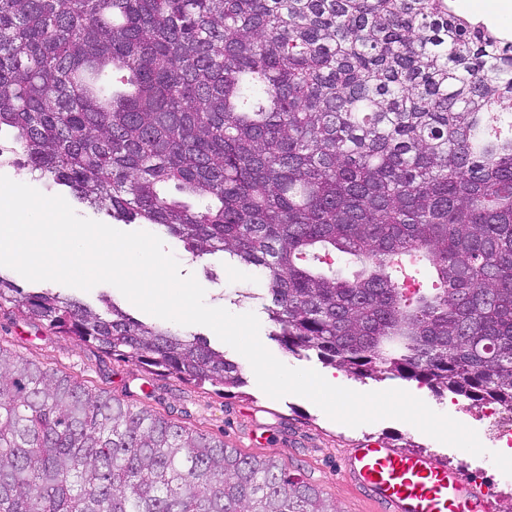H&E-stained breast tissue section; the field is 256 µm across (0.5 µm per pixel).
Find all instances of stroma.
Listing matches in <instances>:
<instances>
[{"label":"stroma","mask_w":512,"mask_h":512,"mask_svg":"<svg viewBox=\"0 0 512 512\" xmlns=\"http://www.w3.org/2000/svg\"><path fill=\"white\" fill-rule=\"evenodd\" d=\"M0 174L35 185L43 194L68 198L81 217L105 224L111 221L106 212L71 198L68 188L50 181H34L23 155H16L14 165L1 168ZM174 255L182 274L194 275L205 289L207 305L220 302L232 313L256 314L261 324L260 339L278 360L293 368L327 372V365L317 358L288 354L272 339V325L260 297L261 285L254 274L224 265L219 253L208 257L203 264L191 261L180 248L175 249ZM242 291L248 292L249 297L241 301L237 295ZM0 344L74 376L89 388L109 391L185 426L223 438L227 446L242 453L280 458L288 468L301 470L311 485L336 504L339 512H379L362 492L336 476L342 454L366 438L389 442L405 452L436 454L448 466L459 469L466 480L483 489L498 490V497L491 501L492 512H505L512 506V476L504 475L491 458L501 446L486 438L488 422L483 406L448 392L438 395L427 387L400 379L360 381L346 375L341 380L342 386L359 392L391 388L419 392L434 411L453 417L485 437L486 454L475 456L443 444L402 421L382 419L351 428L331 420L306 398L297 395L270 398L258 387L249 362L230 347L225 349V354L239 364L245 384L222 389L209 385L199 388L170 376L149 375L142 367L104 355L75 337L34 326L9 304L0 306Z\"/></svg>","instance_id":"35a3bbf8"}]
</instances>
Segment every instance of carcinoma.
I'll list each match as a JSON object with an SVG mask.
<instances>
[{
  "label": "carcinoma",
  "instance_id": "1",
  "mask_svg": "<svg viewBox=\"0 0 512 512\" xmlns=\"http://www.w3.org/2000/svg\"><path fill=\"white\" fill-rule=\"evenodd\" d=\"M478 123L512 141V40L449 0H0V131L38 178L254 270L291 354L512 410V149ZM2 302L151 374L243 384L107 296L0 274ZM0 512L336 506L0 345Z\"/></svg>",
  "mask_w": 512,
  "mask_h": 512
}]
</instances>
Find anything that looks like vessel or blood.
I'll list each match as a JSON object with an SVG mask.
<instances>
[{
    "label": "vessel or blood",
    "mask_w": 512,
    "mask_h": 512,
    "mask_svg": "<svg viewBox=\"0 0 512 512\" xmlns=\"http://www.w3.org/2000/svg\"><path fill=\"white\" fill-rule=\"evenodd\" d=\"M337 476L353 483L382 512H487L483 492L438 457L363 440L344 456Z\"/></svg>",
    "instance_id": "b4317fda"
}]
</instances>
